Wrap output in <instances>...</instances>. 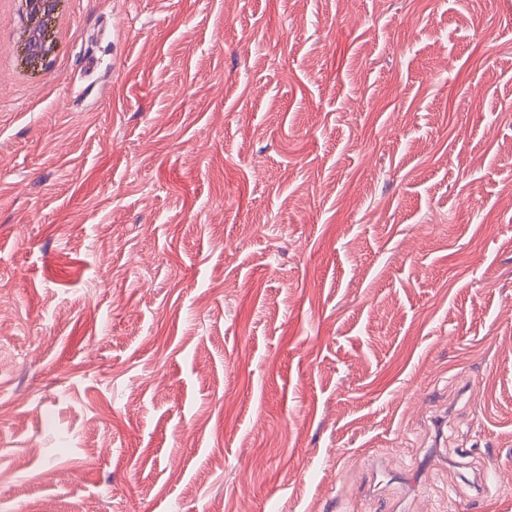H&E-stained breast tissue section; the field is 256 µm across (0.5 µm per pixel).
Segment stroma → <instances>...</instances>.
<instances>
[{"label": "stroma", "instance_id": "35a3bbf8", "mask_svg": "<svg viewBox=\"0 0 512 512\" xmlns=\"http://www.w3.org/2000/svg\"><path fill=\"white\" fill-rule=\"evenodd\" d=\"M65 7L0 73V512H512V0Z\"/></svg>", "mask_w": 512, "mask_h": 512}]
</instances>
